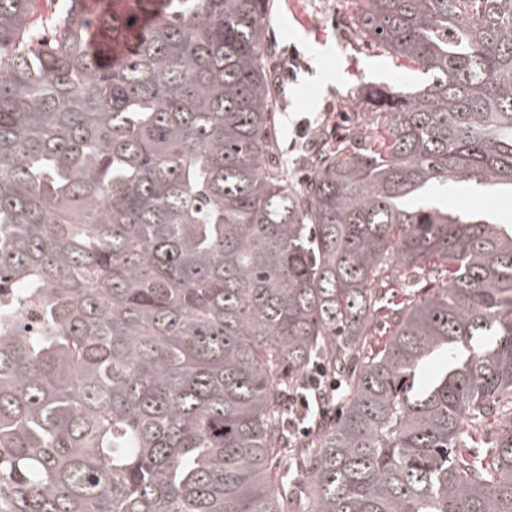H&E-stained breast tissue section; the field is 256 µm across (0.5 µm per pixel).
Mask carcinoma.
<instances>
[{"label": "carcinoma", "mask_w": 512, "mask_h": 512, "mask_svg": "<svg viewBox=\"0 0 512 512\" xmlns=\"http://www.w3.org/2000/svg\"><path fill=\"white\" fill-rule=\"evenodd\" d=\"M37 2L0 0V297L40 306L0 331V512H512V417L469 447L512 413V222L429 198L512 195V0H355L421 81L298 188L270 0H59L48 44ZM394 263L445 283L355 372ZM318 360L348 390L299 444ZM309 409L310 403L306 395H302L300 392L288 395V411L291 413L288 427L294 434L302 436L307 434L308 428L301 425L304 423Z\"/></svg>", "instance_id": "carcinoma-1"}]
</instances>
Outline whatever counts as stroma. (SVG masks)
Masks as SVG:
<instances>
[{"label": "stroma", "instance_id": "obj_1", "mask_svg": "<svg viewBox=\"0 0 512 512\" xmlns=\"http://www.w3.org/2000/svg\"><path fill=\"white\" fill-rule=\"evenodd\" d=\"M355 9L353 0H273L266 37L270 47L268 68L279 103L274 116L278 157L295 182L308 173L299 166L301 147L307 138L326 133L328 141L358 135L355 123L368 107L358 91L368 85H406L413 75L403 74L392 60L370 42L350 39L344 16ZM301 61L293 77H286L283 63L289 53ZM449 206L463 210H492L512 218V197L490 188L472 185L449 191ZM438 278L426 271L418 279H400L387 289L381 312L373 318L376 332L369 346L383 345V330L397 305L420 296Z\"/></svg>", "mask_w": 512, "mask_h": 512}]
</instances>
